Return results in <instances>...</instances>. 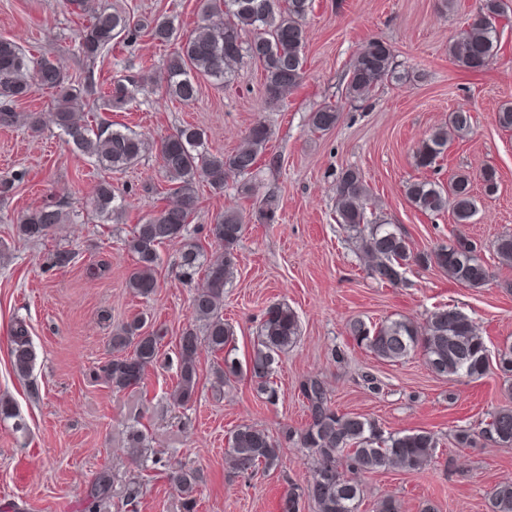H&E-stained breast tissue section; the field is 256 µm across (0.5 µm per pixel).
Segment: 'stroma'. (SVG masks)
I'll use <instances>...</instances> for the list:
<instances>
[{
  "label": "stroma",
  "instance_id": "1",
  "mask_svg": "<svg viewBox=\"0 0 512 512\" xmlns=\"http://www.w3.org/2000/svg\"><path fill=\"white\" fill-rule=\"evenodd\" d=\"M86 2L76 8L64 0H0V38L50 58L72 81L94 74L98 93L85 98V116L154 140L199 127L210 150L227 154L256 121H265L273 136L254 178L255 200L241 198L232 180L220 193L198 184L199 207L186 237L161 247L158 287L143 299L126 287L135 262L125 240L133 224L165 203L167 183L156 153L111 172L77 155L53 125L36 135L19 125L0 126V178L15 179L10 195L0 198V243L6 246L0 258V395L15 402L24 424L19 430L13 421L0 420V512H82L83 489L104 468L115 476L119 512H280L282 498L309 476L307 449L282 436L308 424L301 386L312 377L324 382L337 412L362 415L388 433L424 429L439 438L423 471L361 475L359 512H377L378 502L389 496L398 500L399 512H421L428 503L437 512H487L486 489L512 481V448L485 442L459 448L454 434L480 429L505 404L497 367L478 379L448 380L433 375L419 352L398 363L376 359L348 327L356 319L421 323L450 306L479 326L489 351L512 343V267L501 265L491 247L499 234L512 232V130L496 121L500 107L512 104V23L504 27L489 68L473 73L451 62L448 43L481 0H314L306 17L305 78L283 104L264 107L262 69L250 62L226 83L202 81L192 104L172 98L155 80L134 101L109 109L101 95L113 77L139 73L145 64L156 77L173 47L143 36L116 44L105 63L89 62L75 37L88 25L91 9L118 5L140 18L163 14L187 33L198 24L199 0ZM373 38L390 45L402 79L386 83L369 100L345 101L347 70ZM326 102L342 108L336 127L321 133L309 118ZM462 106L474 116L472 133L449 141L439 166L417 167L418 145ZM350 166L369 186L370 210L395 224L414 252L467 236L481 247L489 282L467 288L433 265L410 266L394 286L376 280L334 220L336 178ZM487 167L496 170L499 188L490 197L475 189L472 223H454L447 213L424 215L406 197L407 182L445 183L453 174L476 177ZM104 181L125 200L119 221L94 211V193ZM268 195L277 196L280 207L273 222L263 223L255 217V201ZM49 201L63 206L67 222L43 240L17 239L18 216ZM228 208L245 216L236 270L224 288L234 357L246 362L265 309L277 302L296 312L301 336L274 374L275 403L256 396L246 373L217 385V359L203 346L197 393L177 406L170 393L178 341L203 282L202 276L183 274L184 243L210 247L209 228ZM63 247L76 252L75 263L49 266V252ZM19 318L26 320L36 352L25 380L9 357L10 328ZM136 318L162 331L165 363L149 371L145 389L116 393L102 383L98 369L112 356L113 329ZM370 377L377 389L368 387ZM241 424L282 440V467L247 477L226 465L228 438ZM131 426L148 433L154 463L140 497L127 503L124 484L138 471L124 444ZM177 463L199 473L193 500L168 479V465Z\"/></svg>",
  "mask_w": 512,
  "mask_h": 512
}]
</instances>
